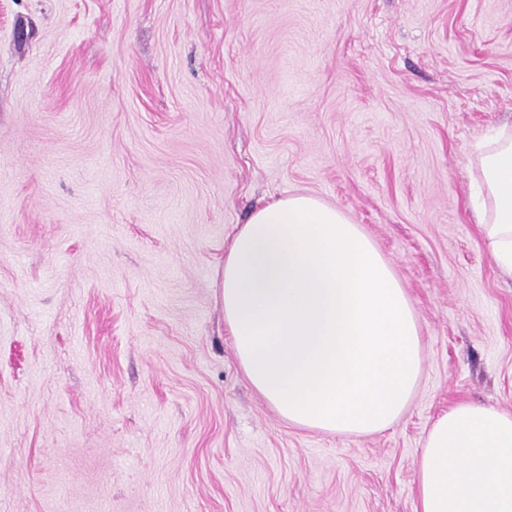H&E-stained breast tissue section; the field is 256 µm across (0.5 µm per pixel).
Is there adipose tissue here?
<instances>
[{
  "label": "adipose tissue",
  "instance_id": "obj_1",
  "mask_svg": "<svg viewBox=\"0 0 512 512\" xmlns=\"http://www.w3.org/2000/svg\"><path fill=\"white\" fill-rule=\"evenodd\" d=\"M473 208L512 275V127L473 160ZM224 327L249 383L288 423L372 434L409 405L421 329L402 281L339 210L293 195L254 210L224 254ZM418 512H512V412L459 403L417 463Z\"/></svg>",
  "mask_w": 512,
  "mask_h": 512
}]
</instances>
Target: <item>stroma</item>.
Instances as JSON below:
<instances>
[{
	"instance_id": "35a3bbf8",
	"label": "stroma",
	"mask_w": 512,
	"mask_h": 512,
	"mask_svg": "<svg viewBox=\"0 0 512 512\" xmlns=\"http://www.w3.org/2000/svg\"><path fill=\"white\" fill-rule=\"evenodd\" d=\"M512 0H0V512H416L460 402L512 411V278L467 207ZM309 194L376 244L423 371L378 433L281 419L224 252Z\"/></svg>"
}]
</instances>
